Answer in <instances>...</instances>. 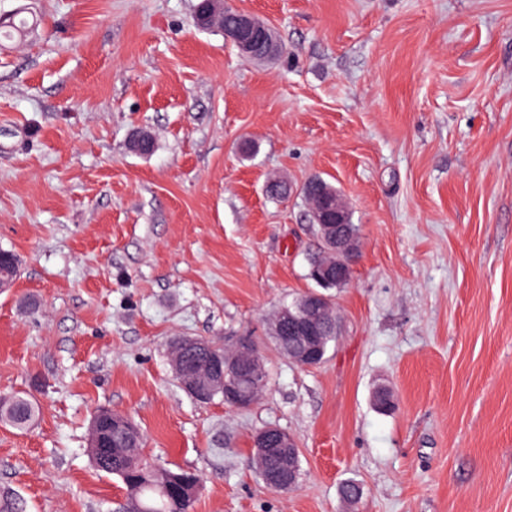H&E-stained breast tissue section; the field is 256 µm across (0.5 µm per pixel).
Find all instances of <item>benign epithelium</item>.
Listing matches in <instances>:
<instances>
[{"label":"benign epithelium","mask_w":512,"mask_h":512,"mask_svg":"<svg viewBox=\"0 0 512 512\" xmlns=\"http://www.w3.org/2000/svg\"><path fill=\"white\" fill-rule=\"evenodd\" d=\"M235 16V25L224 26V16ZM196 24L202 29H217L224 38L234 43L243 56L272 60L283 53V46L275 34V27L266 19L244 12L229 5L227 0H207L205 11L196 13ZM328 262L317 281L323 286H347L351 280L354 262V239L328 234L324 238ZM307 308L316 312L318 321L336 323L333 304L323 295L314 293L305 298ZM321 336L307 324L297 337L298 347L289 351V360L303 366L316 367ZM195 347L202 351L208 362L194 370L183 364V350ZM216 346L199 338L185 337L175 341L170 352L173 376L179 386L191 397L207 402L216 391L224 392V403L236 409H248L256 399H243L235 393V377L239 367L244 366L255 375L265 372V363L260 350L250 345L245 338H236L224 346L223 355L215 352ZM125 431L133 442L142 438V433L128 416L110 408L100 407L92 415L88 434V447L109 448L112 427ZM253 454L256 469L266 486L274 491L294 488L298 482L299 448L293 438L281 428L269 425L256 431L253 437Z\"/></svg>","instance_id":"obj_1"}]
</instances>
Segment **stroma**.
Wrapping results in <instances>:
<instances>
[{
    "label": "stroma",
    "mask_w": 512,
    "mask_h": 512,
    "mask_svg": "<svg viewBox=\"0 0 512 512\" xmlns=\"http://www.w3.org/2000/svg\"><path fill=\"white\" fill-rule=\"evenodd\" d=\"M233 3L282 57L242 58L196 0H0L32 22L0 38V249L21 260L0 394L40 408L0 425V502L118 512L86 451L105 406L201 476L193 512H512V0ZM314 176L359 240L336 343L304 368L268 323L313 289L317 228L266 185ZM176 336L255 337L258 402L187 395ZM267 425L300 449L285 493L252 460Z\"/></svg>",
    "instance_id": "stroma-1"
}]
</instances>
